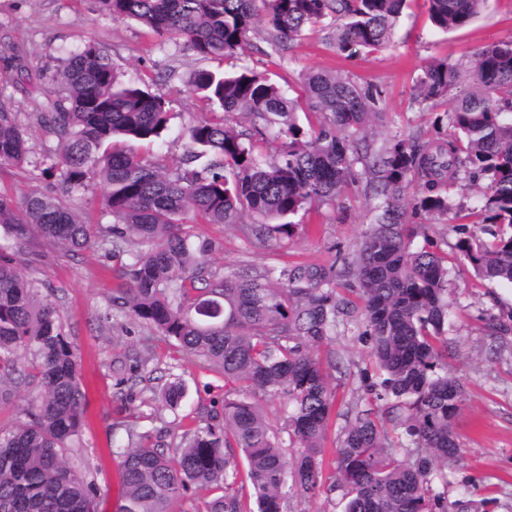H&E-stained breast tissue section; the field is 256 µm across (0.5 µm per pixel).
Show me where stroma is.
I'll return each instance as SVG.
<instances>
[{
  "label": "stroma",
  "mask_w": 512,
  "mask_h": 512,
  "mask_svg": "<svg viewBox=\"0 0 512 512\" xmlns=\"http://www.w3.org/2000/svg\"><path fill=\"white\" fill-rule=\"evenodd\" d=\"M264 28H257L239 59L240 65L268 74L297 101L299 121L308 113L301 74L308 69H342L359 82L372 83L383 92L385 118L374 140L383 145L397 133L435 136L434 116L412 106L414 82L432 57L465 64L486 44L512 38V0H488L484 12L466 27L445 34L431 26L424 0H409L397 23L390 46L379 53L345 59L317 30L306 31L287 50H272ZM93 42L112 58L121 78L147 82L169 103L175 131L150 149L151 155L179 160L189 149L178 136L180 127L211 118L205 104L186 87L196 69H224L226 61L203 60L147 32L131 20L102 15L95 0H0V47L10 46L25 71L13 77L0 98L28 131L29 154L19 166L0 168V191L22 197L34 188H49L41 174L57 151L33 124L59 91L56 72L68 51ZM373 200L363 186L339 193L335 201L306 214L303 227L289 240L267 248L251 246L239 224H197L195 234L215 241L208 266L218 274L272 264H330L337 252L357 249L370 225ZM124 257L108 256L93 246L78 252L49 247L34 276L44 282L42 296L60 312L63 329L81 361L86 392V413L79 436L65 450L70 466L100 493L96 512H118L121 499L120 454L128 444L127 431L142 435L143 445L175 447L185 433L205 426L209 415L221 411L226 390L224 376L202 360L186 355L175 342L128 315L113 310L112 290L119 284ZM449 295L453 349L448 372L465 385V400L452 421L462 457L448 474L449 501L461 500L467 512H512V334L503 349L492 347L484 316L512 313V284L486 285L472 269L449 261ZM344 360L341 369H329L335 393L332 424L323 458L325 475H332L334 450L354 402L361 400L359 372L369 366L367 347L356 325L339 327L330 346ZM149 353L145 366H135V353ZM22 369L24 384L0 385V427L26 418L38 382L30 363ZM179 380L185 397L177 411L165 409L163 386Z\"/></svg>",
  "instance_id": "35a3bbf8"
}]
</instances>
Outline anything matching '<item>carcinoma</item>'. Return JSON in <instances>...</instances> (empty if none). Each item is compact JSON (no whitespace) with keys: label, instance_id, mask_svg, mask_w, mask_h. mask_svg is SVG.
Listing matches in <instances>:
<instances>
[{"label":"carcinoma","instance_id":"carcinoma-1","mask_svg":"<svg viewBox=\"0 0 512 512\" xmlns=\"http://www.w3.org/2000/svg\"><path fill=\"white\" fill-rule=\"evenodd\" d=\"M114 19L134 20L153 35L201 59L243 54L262 17L275 50L305 30L326 32L345 58L375 53L391 42L406 0H98ZM432 28L460 29L487 0H426ZM60 90L33 120L57 142V161L43 174L57 179L22 201L0 193V380L36 365L41 386L28 422L0 428V512H94L95 485L64 458L83 421L85 393L77 353L59 310L41 299L45 283L23 274L41 261L46 243L76 252L95 243L128 253L116 310L174 341L186 354L224 371L222 412L210 416L176 448L131 446L123 452L120 512H171L192 487L213 492L206 512H284L292 498L341 492L344 512H453L447 475L461 453L452 421L465 399L448 375L451 305L448 252L413 244L410 218H448L449 191L484 183L483 232L456 225V259L482 283H512V39L481 50L464 67L431 60L414 86L413 103L427 112L460 83L465 88L435 123L452 130L421 140L395 135L373 147L382 91L341 70L303 75L304 127L293 102L267 76L248 67L199 69L188 90L253 126L275 128L281 148L272 160L259 140L222 121L199 120L186 135L193 149L177 162L140 153L164 138L173 115L146 84L119 79L112 58L95 43L69 54L57 71ZM28 137L0 102V167L26 160ZM104 187L112 223H85L73 205L91 177ZM363 183L377 203L357 250L330 265H268L219 277L207 269L213 241L191 224H239L253 244L291 238V218ZM415 187L412 210L403 203ZM139 245L141 249L132 250ZM360 323L373 370L361 388L383 408L357 402L347 412L334 480L325 484L324 442L333 396L318 349L337 327ZM488 337L512 330L485 319ZM288 397L286 428L297 454L287 455L257 401ZM184 386L163 389L176 409ZM254 499L245 498V485Z\"/></svg>","mask_w":512,"mask_h":512}]
</instances>
